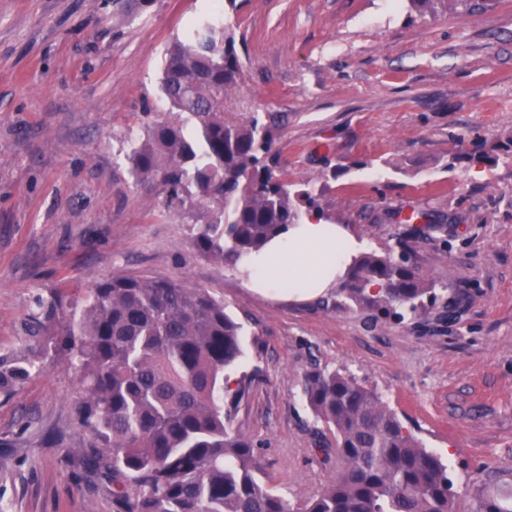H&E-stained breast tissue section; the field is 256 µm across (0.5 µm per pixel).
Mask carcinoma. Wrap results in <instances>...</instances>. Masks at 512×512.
Returning a JSON list of instances; mask_svg holds the SVG:
<instances>
[{"label": "carcinoma", "instance_id": "1", "mask_svg": "<svg viewBox=\"0 0 512 512\" xmlns=\"http://www.w3.org/2000/svg\"><path fill=\"white\" fill-rule=\"evenodd\" d=\"M217 10L192 23L164 58L160 92L183 123H157L128 155L136 181L160 179L167 207L201 221L200 254L229 267L269 239L323 214L322 189L278 170L270 126L224 117L242 65ZM419 239L364 252L336 295L375 315L419 317L444 299L411 262ZM60 310L59 335L82 375L86 466L112 483L117 512H464L448 466L374 391L339 371L304 377L317 418L336 433V473L294 509L264 481L251 441L234 427L251 380L224 389L243 355L242 325L204 288L117 276ZM476 512H512V491H481Z\"/></svg>", "mask_w": 512, "mask_h": 512}]
</instances>
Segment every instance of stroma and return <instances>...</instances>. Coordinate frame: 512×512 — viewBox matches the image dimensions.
<instances>
[{
    "mask_svg": "<svg viewBox=\"0 0 512 512\" xmlns=\"http://www.w3.org/2000/svg\"><path fill=\"white\" fill-rule=\"evenodd\" d=\"M235 0L224 5L242 78L227 118L270 123L289 182L322 187L336 223L392 246L416 212L444 222L413 259L451 286L455 322L375 317L249 288L193 250L192 227L128 155L180 123L159 84L175 38L211 0H0V512H115L76 451L91 433L78 372L46 351L58 300L82 305L115 275L177 278L243 322L230 379L252 377L235 426L292 507L335 473L333 432L307 405V371L341 370L448 463L474 508L512 487V159L471 160L512 135V0Z\"/></svg>",
    "mask_w": 512,
    "mask_h": 512,
    "instance_id": "35a3bbf8",
    "label": "stroma"
}]
</instances>
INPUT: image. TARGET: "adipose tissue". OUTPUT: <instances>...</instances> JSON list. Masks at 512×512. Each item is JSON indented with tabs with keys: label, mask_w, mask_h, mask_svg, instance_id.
<instances>
[{
	"label": "adipose tissue",
	"mask_w": 512,
	"mask_h": 512,
	"mask_svg": "<svg viewBox=\"0 0 512 512\" xmlns=\"http://www.w3.org/2000/svg\"><path fill=\"white\" fill-rule=\"evenodd\" d=\"M364 249L350 228L312 214L290 225L260 252L244 255L239 269L254 288L311 299L335 288Z\"/></svg>",
	"instance_id": "ef3b65f1"
}]
</instances>
